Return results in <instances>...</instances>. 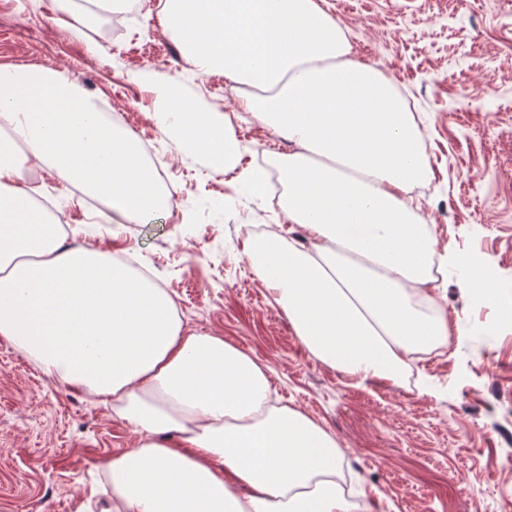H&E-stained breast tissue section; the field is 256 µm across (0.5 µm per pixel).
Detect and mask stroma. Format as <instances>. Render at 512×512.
I'll use <instances>...</instances> for the list:
<instances>
[{
  "label": "stroma",
  "mask_w": 512,
  "mask_h": 512,
  "mask_svg": "<svg viewBox=\"0 0 512 512\" xmlns=\"http://www.w3.org/2000/svg\"><path fill=\"white\" fill-rule=\"evenodd\" d=\"M158 2L136 0L118 28L101 14L76 36L54 0H0V66L64 72L166 156L171 207L136 224L96 223L84 193L40 167L67 233L135 258L188 330L223 337L261 364L280 404L335 437L361 512H512V320L501 317L512 309V0H326L352 57L411 99L433 167L423 214L463 258L434 292L448 343L415 356L410 385H358L315 358L253 273L241 225H282L285 214L198 150L177 148L158 119L174 95L219 118L240 112L222 74L187 59L169 69L179 49ZM276 141L249 120L234 164L254 166ZM473 260L489 270L493 301L463 291ZM136 441L111 406L46 377L0 338V512H101L107 499L90 488Z\"/></svg>",
  "instance_id": "35a3bbf8"
}]
</instances>
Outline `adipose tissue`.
I'll return each mask as SVG.
<instances>
[{"instance_id": "1", "label": "adipose tissue", "mask_w": 512, "mask_h": 512, "mask_svg": "<svg viewBox=\"0 0 512 512\" xmlns=\"http://www.w3.org/2000/svg\"><path fill=\"white\" fill-rule=\"evenodd\" d=\"M167 35L204 72L250 86L238 105L288 139L289 223L246 257L296 336L349 379L399 380L448 340L424 286L439 249L414 189L424 135L393 82L350 59L318 0H163ZM177 147L228 166L229 120L171 99ZM107 201L120 221L168 209L139 141L62 72L0 67V337L47 376L111 404L138 435L107 466V512H355L335 438L277 404L263 367L184 329L173 298L111 254L68 243L23 183L28 159Z\"/></svg>"}]
</instances>
